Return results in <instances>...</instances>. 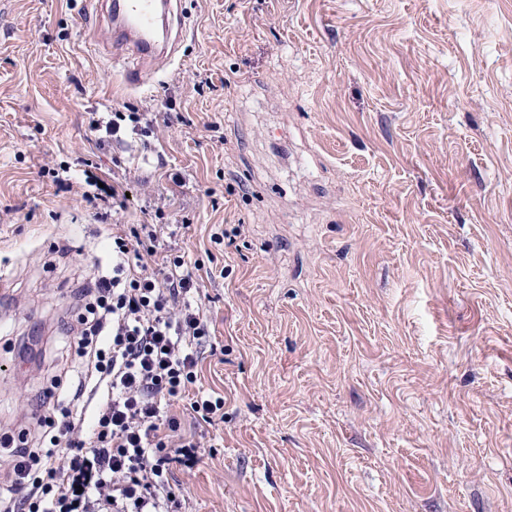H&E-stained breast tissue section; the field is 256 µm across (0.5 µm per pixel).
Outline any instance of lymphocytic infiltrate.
<instances>
[{"label":"lymphocytic infiltrate","instance_id":"obj_1","mask_svg":"<svg viewBox=\"0 0 512 512\" xmlns=\"http://www.w3.org/2000/svg\"><path fill=\"white\" fill-rule=\"evenodd\" d=\"M162 110L91 118L113 140L139 135ZM162 227L133 224L112 236V274L94 280L70 342L81 363L75 390L42 404L41 423L55 430L45 448H0L9 482L0 512H181L169 486L172 465L190 468L201 444L179 435L169 408L197 381L200 347L209 334L188 294L198 282L182 257L165 275L152 272ZM97 398L86 409L85 392Z\"/></svg>","mask_w":512,"mask_h":512}]
</instances>
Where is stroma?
<instances>
[{
    "mask_svg": "<svg viewBox=\"0 0 512 512\" xmlns=\"http://www.w3.org/2000/svg\"><path fill=\"white\" fill-rule=\"evenodd\" d=\"M181 12L128 87L90 0H0V438L48 443L80 290L152 219L198 270L196 388L224 398L213 425L171 408L204 453L170 471L185 512H512V0ZM164 104L121 146L88 127ZM90 174L125 186L111 223Z\"/></svg>",
    "mask_w": 512,
    "mask_h": 512,
    "instance_id": "35a3bbf8",
    "label": "stroma"
}]
</instances>
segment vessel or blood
<instances>
[{
  "mask_svg": "<svg viewBox=\"0 0 512 512\" xmlns=\"http://www.w3.org/2000/svg\"><path fill=\"white\" fill-rule=\"evenodd\" d=\"M96 4L111 33L113 60L127 54L138 60L136 68L125 72L127 85L140 84L161 58L174 56L169 40L157 37L160 20L170 11L168 0H96Z\"/></svg>",
  "mask_w": 512,
  "mask_h": 512,
  "instance_id": "vessel-or-blood-1",
  "label": "vessel or blood"
}]
</instances>
